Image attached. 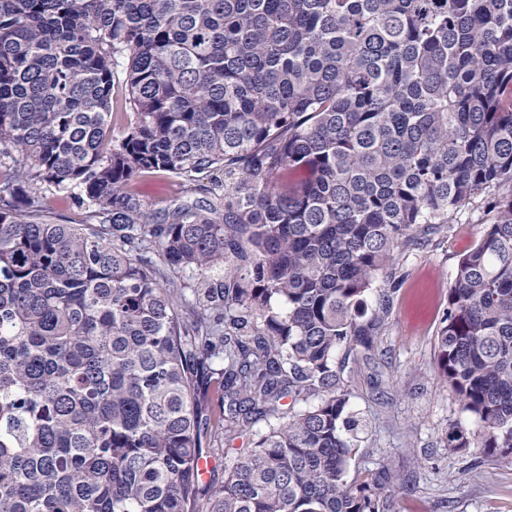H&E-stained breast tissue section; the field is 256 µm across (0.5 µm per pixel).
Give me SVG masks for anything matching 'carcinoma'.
<instances>
[{"mask_svg":"<svg viewBox=\"0 0 512 512\" xmlns=\"http://www.w3.org/2000/svg\"><path fill=\"white\" fill-rule=\"evenodd\" d=\"M2 158L0 512H385L336 360L477 198L436 378L512 452V0H0ZM134 186L140 198L155 208L166 206L180 190L177 180L170 176L141 177Z\"/></svg>","mask_w":512,"mask_h":512,"instance_id":"1","label":"carcinoma"}]
</instances>
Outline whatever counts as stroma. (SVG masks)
<instances>
[{
	"label": "stroma",
	"mask_w": 512,
	"mask_h": 512,
	"mask_svg": "<svg viewBox=\"0 0 512 512\" xmlns=\"http://www.w3.org/2000/svg\"><path fill=\"white\" fill-rule=\"evenodd\" d=\"M486 223L483 201H474L456 223L408 251L387 331L372 348L356 347L346 362L357 432L368 441L351 468L372 470L390 460L401 483L387 492L389 512H512V459L479 447L478 422L435 377V339L457 263ZM455 425L469 447H449Z\"/></svg>",
	"instance_id": "obj_1"
}]
</instances>
